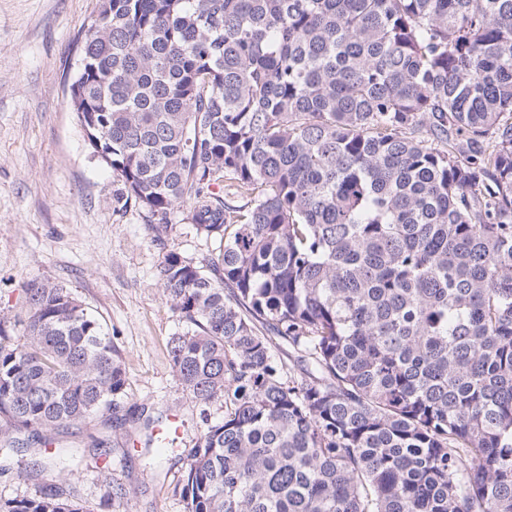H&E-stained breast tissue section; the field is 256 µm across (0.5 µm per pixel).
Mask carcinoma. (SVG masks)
<instances>
[{"label": "carcinoma", "instance_id": "obj_1", "mask_svg": "<svg viewBox=\"0 0 512 512\" xmlns=\"http://www.w3.org/2000/svg\"><path fill=\"white\" fill-rule=\"evenodd\" d=\"M70 89L116 202L220 239L159 266L172 372L224 408L184 512H512V0H99ZM26 307L1 452L127 395L78 298ZM54 469L0 512H94Z\"/></svg>", "mask_w": 512, "mask_h": 512}]
</instances>
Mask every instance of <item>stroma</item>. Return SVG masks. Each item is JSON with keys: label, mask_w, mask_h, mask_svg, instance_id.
<instances>
[{"label": "stroma", "mask_w": 512, "mask_h": 512, "mask_svg": "<svg viewBox=\"0 0 512 512\" xmlns=\"http://www.w3.org/2000/svg\"><path fill=\"white\" fill-rule=\"evenodd\" d=\"M97 0H0V317H26L30 281L64 285L108 330L127 379L125 412L174 415L183 423L175 452L156 457L129 444L133 423L95 420L63 431L59 447L80 458L76 475L59 473L82 504L97 506L107 479L129 491L122 512H183L173 493L201 426L223 410L192 403L168 361L167 343L185 325L163 297L158 266L171 249L199 265L218 255L215 240L173 223L156 237L139 211L122 209L112 170L93 157L67 88L76 41ZM110 436L112 459L100 474L93 438Z\"/></svg>", "instance_id": "1"}]
</instances>
